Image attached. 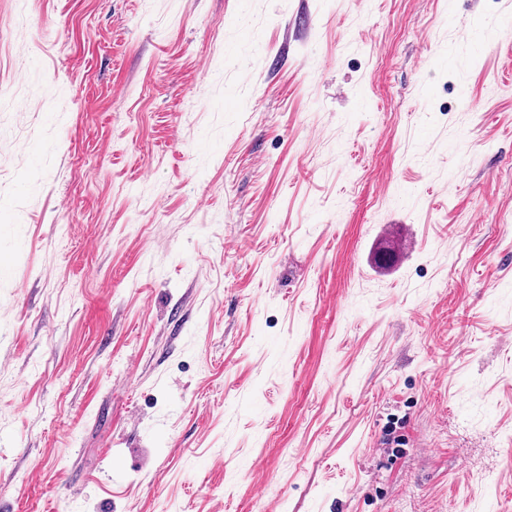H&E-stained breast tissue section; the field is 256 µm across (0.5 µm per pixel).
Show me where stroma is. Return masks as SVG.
<instances>
[{
    "mask_svg": "<svg viewBox=\"0 0 512 512\" xmlns=\"http://www.w3.org/2000/svg\"><path fill=\"white\" fill-rule=\"evenodd\" d=\"M512 512V0H0V512Z\"/></svg>",
    "mask_w": 512,
    "mask_h": 512,
    "instance_id": "stroma-1",
    "label": "stroma"
}]
</instances>
